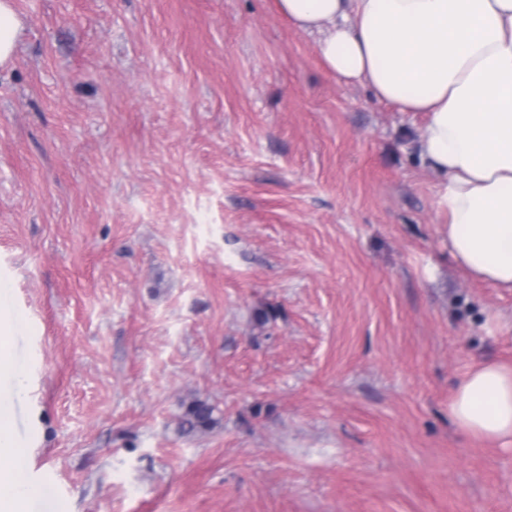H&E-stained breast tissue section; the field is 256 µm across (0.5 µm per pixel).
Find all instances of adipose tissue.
I'll list each match as a JSON object with an SVG mask.
<instances>
[{"instance_id":"adipose-tissue-1","label":"adipose tissue","mask_w":512,"mask_h":512,"mask_svg":"<svg viewBox=\"0 0 512 512\" xmlns=\"http://www.w3.org/2000/svg\"><path fill=\"white\" fill-rule=\"evenodd\" d=\"M340 80L424 112L422 157L442 179L448 247L476 277L512 288V0H276ZM25 359L0 356V512H45L10 428L27 389ZM467 434L512 443V369L468 372L448 406Z\"/></svg>"}]
</instances>
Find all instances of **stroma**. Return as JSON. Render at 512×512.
I'll return each mask as SVG.
<instances>
[{"instance_id":"1","label":"stroma","mask_w":512,"mask_h":512,"mask_svg":"<svg viewBox=\"0 0 512 512\" xmlns=\"http://www.w3.org/2000/svg\"><path fill=\"white\" fill-rule=\"evenodd\" d=\"M13 5L11 427L54 512H512V447L448 412L512 366V289L449 252L426 114L276 0ZM196 398L219 423L179 434Z\"/></svg>"}]
</instances>
